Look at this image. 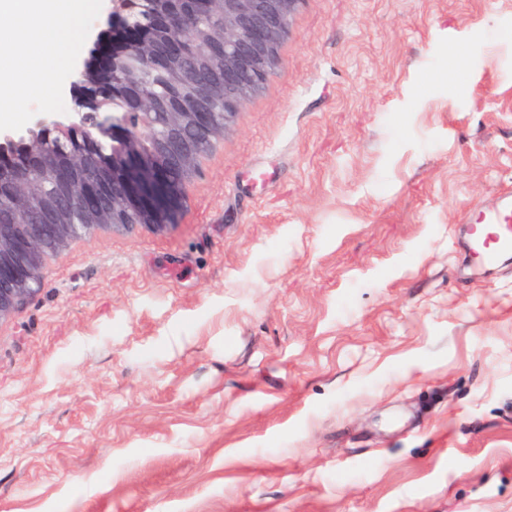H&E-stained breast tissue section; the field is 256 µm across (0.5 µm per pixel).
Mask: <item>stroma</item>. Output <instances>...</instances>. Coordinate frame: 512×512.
<instances>
[{
  "label": "stroma",
  "instance_id": "1",
  "mask_svg": "<svg viewBox=\"0 0 512 512\" xmlns=\"http://www.w3.org/2000/svg\"><path fill=\"white\" fill-rule=\"evenodd\" d=\"M89 0L38 113L69 86ZM178 226L47 260L0 323V512H512V0H306ZM499 199L498 203L485 206L478 217L479 224L495 230L483 241V247L488 251L480 267L485 271H490L503 258H512V195L501 196Z\"/></svg>",
  "mask_w": 512,
  "mask_h": 512
}]
</instances>
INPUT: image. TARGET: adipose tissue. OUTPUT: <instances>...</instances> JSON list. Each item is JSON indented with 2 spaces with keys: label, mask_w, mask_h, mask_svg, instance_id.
I'll use <instances>...</instances> for the list:
<instances>
[{
  "label": "adipose tissue",
  "mask_w": 512,
  "mask_h": 512,
  "mask_svg": "<svg viewBox=\"0 0 512 512\" xmlns=\"http://www.w3.org/2000/svg\"><path fill=\"white\" fill-rule=\"evenodd\" d=\"M87 0H0V127L48 89L46 61L78 28Z\"/></svg>",
  "instance_id": "1"
}]
</instances>
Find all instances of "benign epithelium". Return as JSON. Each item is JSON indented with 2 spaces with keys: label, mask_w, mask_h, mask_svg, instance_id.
Returning a JSON list of instances; mask_svg holds the SVG:
<instances>
[{
  "label": "benign epithelium",
  "mask_w": 512,
  "mask_h": 512,
  "mask_svg": "<svg viewBox=\"0 0 512 512\" xmlns=\"http://www.w3.org/2000/svg\"><path fill=\"white\" fill-rule=\"evenodd\" d=\"M109 2L108 27L98 34L92 61L95 82H76L70 88L75 117L61 121L40 116L34 127L47 136L66 128L112 132V140L119 147L112 181L90 177L80 185L81 196L94 201L101 214H112V222L56 224L51 217L44 223L34 220L30 188L40 176L65 178L63 157L31 148L24 159L10 151L14 138L0 135V202H7L12 215L11 223L0 222V322L13 316L39 290L47 252L58 254L75 240L100 231L139 227L163 234L177 225L186 198L177 197L170 186L175 170L192 162L199 143L212 136L218 122H223L226 133L234 127L251 93L264 87L281 65V45L306 0H224V64L205 71L195 67L197 46L189 32L213 0H189L187 7L177 0L147 28L127 19L137 0ZM134 49L145 51L155 69L170 58L181 62L185 76L205 90L193 104V111H148L157 102L145 81L128 79L120 67L121 60ZM121 87L138 111L118 115L102 111L104 96ZM215 91L224 95L222 112L211 111L208 94ZM181 118L191 122V135L153 137L154 122ZM65 158L77 171L89 175L96 170L93 150L68 152Z\"/></svg>",
  "instance_id": "obj_1"
}]
</instances>
